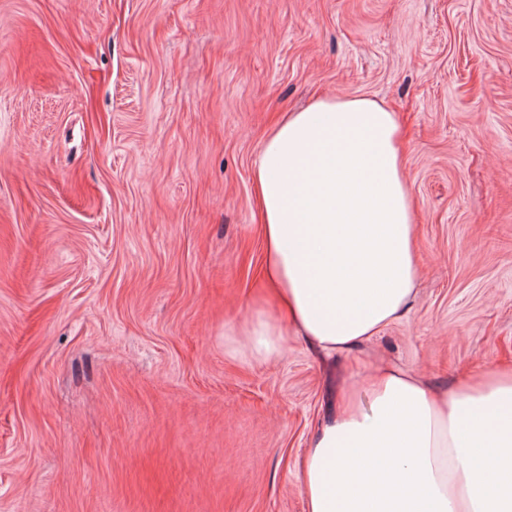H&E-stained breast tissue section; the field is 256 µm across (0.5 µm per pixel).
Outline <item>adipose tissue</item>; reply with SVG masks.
Returning <instances> with one entry per match:
<instances>
[{
	"mask_svg": "<svg viewBox=\"0 0 512 512\" xmlns=\"http://www.w3.org/2000/svg\"><path fill=\"white\" fill-rule=\"evenodd\" d=\"M272 309L236 330L253 360L289 337L331 355L379 335L418 279L392 112L327 97L283 115L253 169ZM305 512H512V374L446 392L382 366L346 391L301 461Z\"/></svg>",
	"mask_w": 512,
	"mask_h": 512,
	"instance_id": "adipose-tissue-1",
	"label": "adipose tissue"
}]
</instances>
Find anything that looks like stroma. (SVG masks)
I'll use <instances>...</instances> for the list:
<instances>
[{
  "instance_id": "obj_1",
  "label": "stroma",
  "mask_w": 512,
  "mask_h": 512,
  "mask_svg": "<svg viewBox=\"0 0 512 512\" xmlns=\"http://www.w3.org/2000/svg\"><path fill=\"white\" fill-rule=\"evenodd\" d=\"M327 95L394 112L419 279L372 341L257 362L253 164ZM381 362L512 369V0H0V512H305Z\"/></svg>"
}]
</instances>
